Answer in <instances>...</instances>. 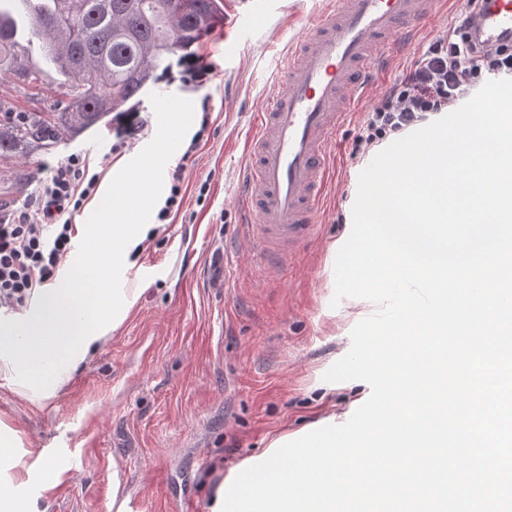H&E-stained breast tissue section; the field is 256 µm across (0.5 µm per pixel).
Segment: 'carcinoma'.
<instances>
[{
	"label": "carcinoma",
	"instance_id": "1",
	"mask_svg": "<svg viewBox=\"0 0 512 512\" xmlns=\"http://www.w3.org/2000/svg\"><path fill=\"white\" fill-rule=\"evenodd\" d=\"M16 0H0V76L22 83L40 79L41 70L16 51L23 39L37 52L68 61L67 111L50 121L26 112L0 122V152L17 153L32 144L54 145L103 122L112 108L136 98L166 56L191 44L213 20L217 0H27L29 12L16 13Z\"/></svg>",
	"mask_w": 512,
	"mask_h": 512
}]
</instances>
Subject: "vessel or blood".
<instances>
[{
  "label": "vessel or blood",
  "mask_w": 512,
  "mask_h": 512,
  "mask_svg": "<svg viewBox=\"0 0 512 512\" xmlns=\"http://www.w3.org/2000/svg\"><path fill=\"white\" fill-rule=\"evenodd\" d=\"M447 0H330L306 35L289 46L279 88L255 112L245 145L238 208L242 240L259 265L285 260L312 239L332 167L328 146L379 71L394 38L426 26ZM479 34L512 35V0H489Z\"/></svg>",
  "instance_id": "vessel-or-blood-1"
}]
</instances>
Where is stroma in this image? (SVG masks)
<instances>
[{"instance_id":"obj_1","label":"stroma","mask_w":512,"mask_h":512,"mask_svg":"<svg viewBox=\"0 0 512 512\" xmlns=\"http://www.w3.org/2000/svg\"><path fill=\"white\" fill-rule=\"evenodd\" d=\"M269 2L265 19L229 56L222 23L245 13L247 3L222 0L221 25L207 28L192 45L214 65L213 75L187 86L151 78L125 104L143 111L148 129L122 154L112 153L110 119L48 150L0 155V204L34 198L50 167L74 154L93 166L112 155L96 192L102 198L160 136V108L188 107L168 152L131 186L152 198L133 223H156L171 173L184 164L183 210L149 249L106 270L111 286L140 289L135 305L46 405L0 387V419L20 431L31 459L52 457L60 472L52 486L26 487L35 512H113L116 477L136 512H211L229 465L261 453L274 434L297 431L329 411L351 417L370 391L358 380L337 383L332 392L323 386L325 372L349 350L352 328L376 310L363 299L333 300L331 246L351 231L346 206L369 163L352 156L357 115L376 106L419 48L446 36L466 7L455 5L400 39L383 79L361 89L331 147L334 175L315 239L262 274L238 243L243 141L252 113L275 88L289 44L328 0ZM64 91L58 80L23 85L0 78V115L53 117L67 101Z\"/></svg>"}]
</instances>
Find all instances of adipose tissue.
<instances>
[{"label": "adipose tissue", "mask_w": 512, "mask_h": 512, "mask_svg": "<svg viewBox=\"0 0 512 512\" xmlns=\"http://www.w3.org/2000/svg\"><path fill=\"white\" fill-rule=\"evenodd\" d=\"M130 211L127 190L110 191L95 209L93 236L68 279L40 289L23 315L0 321V381L33 405L55 397L95 354L109 322L120 321L135 303L137 289L109 287L94 274L104 258L126 261L129 242L146 236L147 225L128 223ZM106 233L112 248L104 253L97 238ZM22 445L19 431L0 420V512H30L19 488L36 477L47 485L59 478L52 461L27 463Z\"/></svg>", "instance_id": "adipose-tissue-1"}]
</instances>
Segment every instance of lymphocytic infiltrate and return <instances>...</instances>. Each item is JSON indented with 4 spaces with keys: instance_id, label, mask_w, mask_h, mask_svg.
I'll return each instance as SVG.
<instances>
[{
    "instance_id": "obj_1",
    "label": "lymphocytic infiltrate",
    "mask_w": 512,
    "mask_h": 512,
    "mask_svg": "<svg viewBox=\"0 0 512 512\" xmlns=\"http://www.w3.org/2000/svg\"><path fill=\"white\" fill-rule=\"evenodd\" d=\"M484 0L451 23L445 37L411 60L403 79L358 118L354 153H365L491 79L512 77V44L487 45L475 34ZM98 174L73 156L57 164L33 204L0 207V304L21 306L56 281L75 237L73 219L95 194Z\"/></svg>"
}]
</instances>
